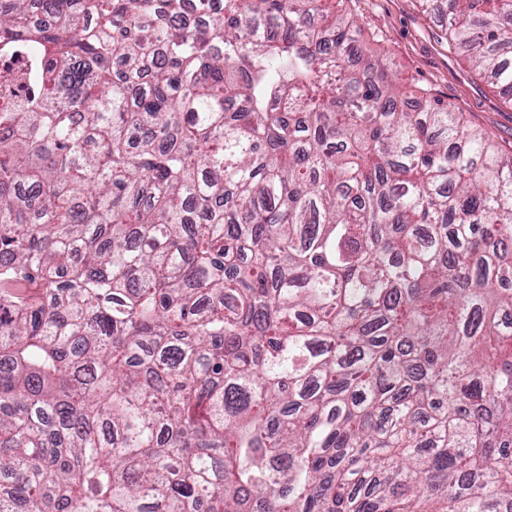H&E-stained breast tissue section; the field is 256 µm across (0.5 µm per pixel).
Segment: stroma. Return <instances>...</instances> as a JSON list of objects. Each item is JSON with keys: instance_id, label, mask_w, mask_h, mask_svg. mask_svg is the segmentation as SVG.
<instances>
[{"instance_id": "stroma-1", "label": "stroma", "mask_w": 512, "mask_h": 512, "mask_svg": "<svg viewBox=\"0 0 512 512\" xmlns=\"http://www.w3.org/2000/svg\"><path fill=\"white\" fill-rule=\"evenodd\" d=\"M345 8L365 42L402 77L456 111L468 125L489 133L502 150L512 151V103L450 49L441 9L420 0H347Z\"/></svg>"}]
</instances>
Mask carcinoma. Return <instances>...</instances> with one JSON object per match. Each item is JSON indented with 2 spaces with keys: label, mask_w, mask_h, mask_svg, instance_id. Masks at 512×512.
Segmentation results:
<instances>
[{
  "label": "carcinoma",
  "mask_w": 512,
  "mask_h": 512,
  "mask_svg": "<svg viewBox=\"0 0 512 512\" xmlns=\"http://www.w3.org/2000/svg\"><path fill=\"white\" fill-rule=\"evenodd\" d=\"M327 2L0 0V512H512V153Z\"/></svg>",
  "instance_id": "1"
}]
</instances>
